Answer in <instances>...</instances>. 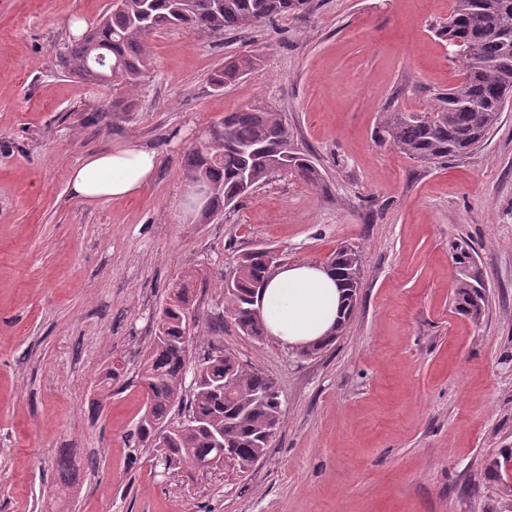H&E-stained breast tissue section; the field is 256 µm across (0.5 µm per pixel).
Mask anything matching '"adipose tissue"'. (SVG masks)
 Returning a JSON list of instances; mask_svg holds the SVG:
<instances>
[{"label": "adipose tissue", "instance_id": "1", "mask_svg": "<svg viewBox=\"0 0 512 512\" xmlns=\"http://www.w3.org/2000/svg\"><path fill=\"white\" fill-rule=\"evenodd\" d=\"M158 157L129 144L105 148L73 167L68 175L74 199L105 203L138 195L151 181ZM256 307L269 336L299 348L322 341L334 328L342 292L321 265L295 262L270 279Z\"/></svg>", "mask_w": 512, "mask_h": 512}]
</instances>
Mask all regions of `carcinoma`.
<instances>
[{
	"instance_id": "1",
	"label": "carcinoma",
	"mask_w": 512,
	"mask_h": 512,
	"mask_svg": "<svg viewBox=\"0 0 512 512\" xmlns=\"http://www.w3.org/2000/svg\"><path fill=\"white\" fill-rule=\"evenodd\" d=\"M306 0H119L82 35L65 43L59 67L87 84H103L104 58L116 66L122 84L133 92L152 63V35L190 27L224 33L252 27L300 9ZM459 43L462 78L457 86L435 96L431 111L420 114L391 111L381 118L376 134L402 154L421 163H439L480 147L498 123L512 94V0H454L445 29ZM256 64L251 55L234 56L210 79L222 90ZM298 173L313 188L322 185L321 170L310 156L292 147L288 126L279 114L244 107L224 115L200 137L186 155L185 182L201 180L210 188L195 205V221L209 224L226 208L263 184L277 169ZM460 268L454 282L457 310L477 321L487 307L486 289L470 274L473 256L455 253ZM342 289L341 316L336 335L346 329L357 302L362 257L342 245L326 261ZM274 275L265 256L244 253L232 277L221 280L226 307L239 330L261 343L266 336L254 297ZM196 274L186 271L168 288L164 304L154 315V339L143 358L139 382L148 391L145 410L136 427V440L157 449L165 468L191 475L206 459H219L234 449L237 466L247 471L265 453L272 431L282 422V401L274 379L241 364L216 345L196 368V382L184 399L186 353L192 335L187 316L194 306ZM187 401L194 421L172 422L171 407Z\"/></svg>"
}]
</instances>
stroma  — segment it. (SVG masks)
<instances>
[{
  "mask_svg": "<svg viewBox=\"0 0 512 512\" xmlns=\"http://www.w3.org/2000/svg\"><path fill=\"white\" fill-rule=\"evenodd\" d=\"M108 3L0 0V512H53L43 491L64 451L63 512H512L496 466L512 451V106L481 148L442 164L375 136L387 110L426 111L460 82L442 34L453 0H307L221 36L161 31L126 112L112 109L124 88L56 59L70 19L93 23ZM239 54L260 62L214 91L211 72ZM244 106L277 110L325 182L278 173L221 221L191 222L185 156ZM130 141L158 156L137 197H71L74 166ZM343 242L363 258L357 306L320 355L255 342L226 315L217 281L247 250L322 264ZM460 246L486 285L477 322L455 308ZM187 270L188 368L214 344L279 386L282 426L246 473L189 477L135 445L152 313Z\"/></svg>",
  "mask_w": 512,
  "mask_h": 512,
  "instance_id": "35a3bbf8",
  "label": "stroma"
}]
</instances>
